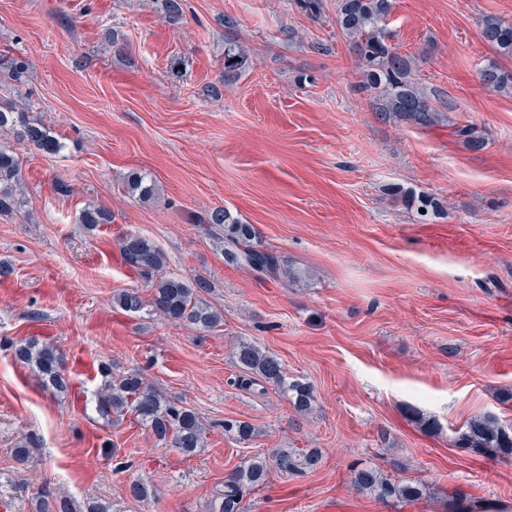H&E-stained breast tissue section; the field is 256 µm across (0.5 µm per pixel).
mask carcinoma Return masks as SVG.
<instances>
[{
	"label": "carcinoma",
	"mask_w": 512,
	"mask_h": 512,
	"mask_svg": "<svg viewBox=\"0 0 512 512\" xmlns=\"http://www.w3.org/2000/svg\"><path fill=\"white\" fill-rule=\"evenodd\" d=\"M391 12V0H340L336 24L351 42V48L364 67L362 89L372 92L379 101V110L401 122L430 125L435 119L428 96L412 79V58L388 45L382 23ZM479 35L498 55L512 57V21L496 16L482 20ZM26 63L21 58L0 54V81L22 79ZM482 83L494 91L512 89V71L501 69L490 61L479 69ZM0 129L9 130L16 137L28 141L48 156L60 154L66 145L52 135L40 122L27 119L13 106L0 107ZM127 190L147 198L154 193V184L142 174H133L127 180ZM21 193L19 160L11 147L0 144V212L19 208L24 203ZM79 221L89 227L112 223V213L100 207H87ZM207 233H216L224 243V259L233 265L247 267L265 278L295 281L304 272L285 264L276 254L261 248L256 229L242 222L226 208L208 211L199 218ZM120 255L126 265L145 280L152 293L147 301L136 289L123 290L114 302L124 311L140 313L145 308L159 318L175 325L210 330L222 322V316L208 305L201 293L209 291L210 282L203 277H179L163 273L166 256L148 238L137 233H126L118 240ZM14 358L31 367L42 382L57 391L67 388L64 354L54 345L37 339H22L11 343ZM240 375L235 379L241 387H250L259 381L271 384L288 397L300 415L309 414L316 405L312 387L288 374L275 355L251 343H240L235 350ZM102 388L99 410L109 415L128 411L150 427L154 437L162 442L192 454L203 444L205 431L197 412L183 400L168 397L155 386L144 382L135 371L113 376L112 365L99 367ZM224 434L240 444H247L254 435L250 423L224 419ZM455 445L477 454L502 459L512 457V425L502 422L494 414L472 417L455 437ZM37 443L24 438L13 449L16 463L26 466L34 458ZM320 461L316 448H274L253 454L243 464L231 470L219 490L218 512H243L244 495L267 485L272 472L296 477L312 470ZM352 487L359 493L375 499L412 504L425 495L422 482H396L378 467H357L352 471ZM127 494L136 501L155 496L152 483L142 477L127 484ZM36 512H76L71 501L59 497L47 484L40 487L36 497Z\"/></svg>",
	"instance_id": "cac0c4a2"
}]
</instances>
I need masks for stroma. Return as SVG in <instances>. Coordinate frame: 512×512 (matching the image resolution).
Here are the masks:
<instances>
[{
  "instance_id": "1",
  "label": "stroma",
  "mask_w": 512,
  "mask_h": 512,
  "mask_svg": "<svg viewBox=\"0 0 512 512\" xmlns=\"http://www.w3.org/2000/svg\"><path fill=\"white\" fill-rule=\"evenodd\" d=\"M297 0H0V54L25 58L0 103L25 109L65 142L49 158L12 143L24 204L0 214V512H34L42 483L111 512H214L225 475L247 451L318 448L307 474L274 473L244 512H512V461L452 443L476 415L512 421V90L486 88L485 16L512 21V0H393L384 26L411 55L436 109L422 127L381 118L359 89L362 68L336 25ZM247 62L224 69L227 47ZM483 137L475 151L457 133ZM149 174L157 196H130ZM435 198L420 215L396 188ZM112 221L87 229V205ZM216 207L254 225L264 247L306 271L272 281L228 265L198 218ZM134 232L166 255L165 274L200 276L223 316L210 331L128 314L114 297L144 283L122 261ZM38 337L66 355L69 388L44 387L8 341ZM251 342L312 385L296 414L274 387H240L233 351ZM139 372L202 417L204 445L185 455L132 414L101 415L100 364ZM251 423L249 445L225 419ZM435 422L434 430L421 421ZM38 444L24 468L11 450ZM117 452L101 455L102 439ZM368 460L430 489L413 505L356 494L350 467ZM149 478L155 498H127Z\"/></svg>"
}]
</instances>
